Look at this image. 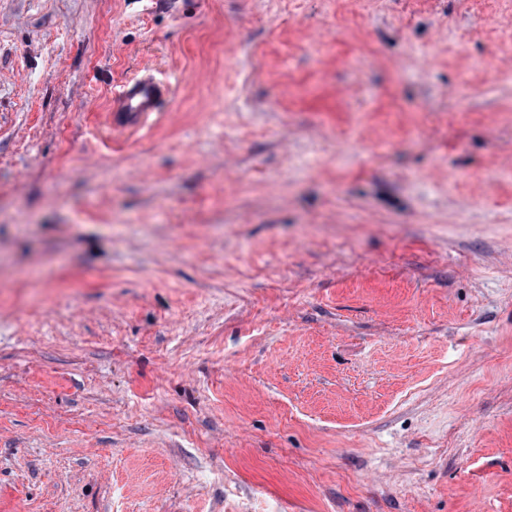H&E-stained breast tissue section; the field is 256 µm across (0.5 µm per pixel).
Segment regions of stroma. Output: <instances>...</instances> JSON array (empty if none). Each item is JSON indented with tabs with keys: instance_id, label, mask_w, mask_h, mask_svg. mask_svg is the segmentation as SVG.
Returning a JSON list of instances; mask_svg holds the SVG:
<instances>
[{
	"instance_id": "35a3bbf8",
	"label": "stroma",
	"mask_w": 512,
	"mask_h": 512,
	"mask_svg": "<svg viewBox=\"0 0 512 512\" xmlns=\"http://www.w3.org/2000/svg\"><path fill=\"white\" fill-rule=\"evenodd\" d=\"M0 512H512V0H0ZM170 93V85L150 73L120 85L115 89L114 107L110 112L112 129L124 132L141 129Z\"/></svg>"
}]
</instances>
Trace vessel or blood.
<instances>
[{"mask_svg":"<svg viewBox=\"0 0 512 512\" xmlns=\"http://www.w3.org/2000/svg\"><path fill=\"white\" fill-rule=\"evenodd\" d=\"M171 93L166 84L146 73L116 88L110 114L113 129L132 132L141 129Z\"/></svg>","mask_w":512,"mask_h":512,"instance_id":"obj_1","label":"vessel or blood"}]
</instances>
